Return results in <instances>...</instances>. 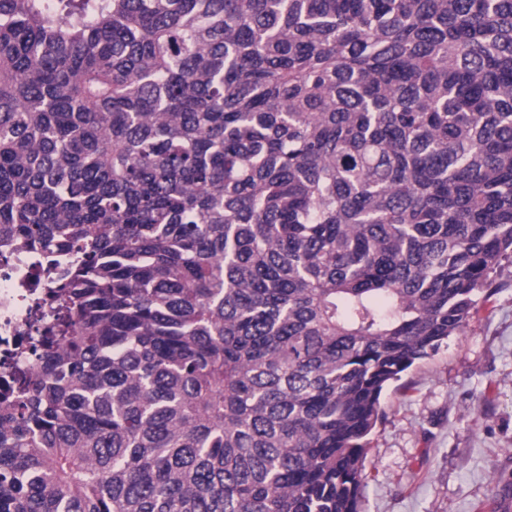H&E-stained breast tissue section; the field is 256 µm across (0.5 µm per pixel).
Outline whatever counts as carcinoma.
I'll list each match as a JSON object with an SVG mask.
<instances>
[{
  "label": "carcinoma",
  "instance_id": "obj_1",
  "mask_svg": "<svg viewBox=\"0 0 512 512\" xmlns=\"http://www.w3.org/2000/svg\"><path fill=\"white\" fill-rule=\"evenodd\" d=\"M0 246V512H361L512 257V0H0ZM46 255L20 251L0 253V376L5 379L9 366L18 363L36 367L37 361L26 350L29 336H36L30 328L27 301L44 295L51 287L40 274ZM6 341L7 346L3 343ZM7 349V350H6ZM7 351V353H4Z\"/></svg>",
  "mask_w": 512,
  "mask_h": 512
}]
</instances>
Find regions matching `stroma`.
Wrapping results in <instances>:
<instances>
[{"mask_svg": "<svg viewBox=\"0 0 512 512\" xmlns=\"http://www.w3.org/2000/svg\"><path fill=\"white\" fill-rule=\"evenodd\" d=\"M464 335L382 398L362 512H494L512 498V267Z\"/></svg>", "mask_w": 512, "mask_h": 512, "instance_id": "1", "label": "stroma"}]
</instances>
